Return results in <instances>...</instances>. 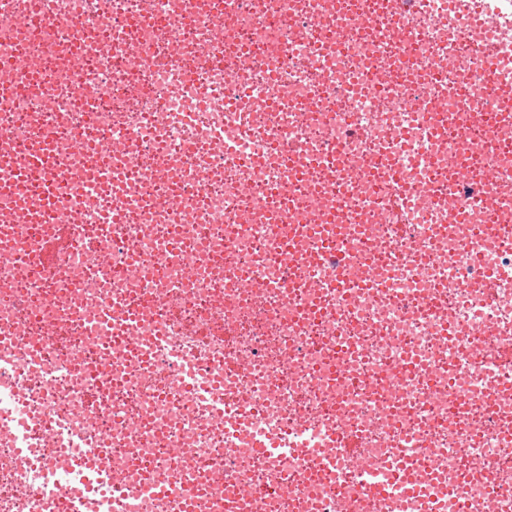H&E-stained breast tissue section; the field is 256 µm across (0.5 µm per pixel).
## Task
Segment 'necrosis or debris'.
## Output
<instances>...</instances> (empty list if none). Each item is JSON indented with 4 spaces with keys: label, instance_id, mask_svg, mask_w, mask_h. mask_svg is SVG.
Listing matches in <instances>:
<instances>
[{
    "label": "necrosis or debris",
    "instance_id": "necrosis-or-debris-1",
    "mask_svg": "<svg viewBox=\"0 0 512 512\" xmlns=\"http://www.w3.org/2000/svg\"><path fill=\"white\" fill-rule=\"evenodd\" d=\"M47 3L39 29L32 0H0V88L19 89L0 98V156L22 165L26 145L52 140L65 178L49 220L19 223L0 200V361L16 367L0 373V512H55L37 462L65 489L81 464L43 432L19 454L18 405L84 434L138 512H409L353 477L399 463L470 512L490 496L512 512V242L458 240L439 200L411 203L439 178L473 223L512 225L496 187L452 183L474 140L427 134L459 111L454 88L483 83L485 49L512 50V25L420 0ZM245 116L255 139L225 154ZM129 142L147 147L137 174L115 150ZM294 211L335 221L344 271L309 238L293 242L306 263L285 267ZM59 224L79 247L41 268ZM128 305L138 335L223 372L254 424L355 434L343 477L313 453L262 458L227 440L170 362L121 339ZM107 306L109 328L94 322ZM149 480L169 495H142Z\"/></svg>",
    "mask_w": 512,
    "mask_h": 512
}]
</instances>
